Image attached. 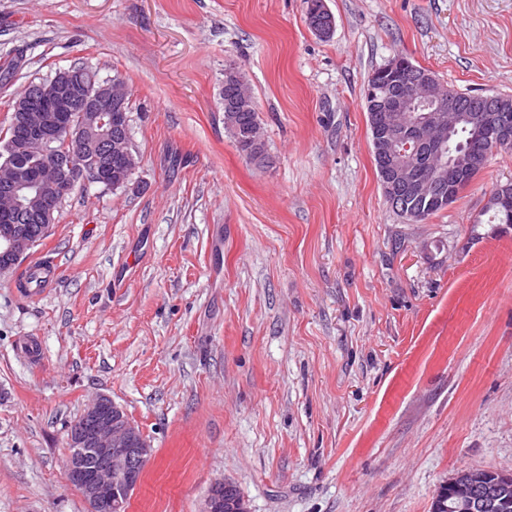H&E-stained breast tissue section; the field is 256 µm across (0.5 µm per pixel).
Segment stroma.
Masks as SVG:
<instances>
[{
	"instance_id": "stroma-1",
	"label": "stroma",
	"mask_w": 512,
	"mask_h": 512,
	"mask_svg": "<svg viewBox=\"0 0 512 512\" xmlns=\"http://www.w3.org/2000/svg\"><path fill=\"white\" fill-rule=\"evenodd\" d=\"M325 3L328 39L305 0H0V127L80 62L127 79L140 159L62 202L40 301L0 274V512H88L68 432L101 395L153 448L126 512H200L218 480L249 512H431L458 471L512 470V228L484 212L512 151L404 223L363 101L398 55L512 96V0ZM230 67L260 163L224 128Z\"/></svg>"
}]
</instances>
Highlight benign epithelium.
I'll use <instances>...</instances> for the list:
<instances>
[{"mask_svg":"<svg viewBox=\"0 0 512 512\" xmlns=\"http://www.w3.org/2000/svg\"><path fill=\"white\" fill-rule=\"evenodd\" d=\"M402 60L379 69L366 92L383 113V135L378 151L387 160L383 193L391 205L417 198L442 205L448 177L468 172L471 157L458 154L448 160V133L464 119L482 129L496 146L512 144V123L491 107L485 112L454 110L448 87L412 76L402 70ZM55 91L31 87L29 97L17 108L14 125L26 131L31 154L47 155L61 136L102 152L109 161L90 171L87 180L108 189L115 158L132 175L135 157L126 149L129 129L122 121L124 102L112 94V80H100L88 71L62 69L54 78ZM71 164L46 168L35 160L20 162L13 155L0 163V272L18 264L55 223L63 199L75 182ZM26 210L42 221L34 229L17 223ZM70 452L67 476L79 488L89 512H126V502L139 484L152 454L139 426L111 399L99 396L87 404L68 433ZM512 490V471L462 470L436 496L432 512H496L501 494ZM203 512H248L234 486L214 483Z\"/></svg>","mask_w":512,"mask_h":512,"instance_id":"7a95c632","label":"benign epithelium"}]
</instances>
